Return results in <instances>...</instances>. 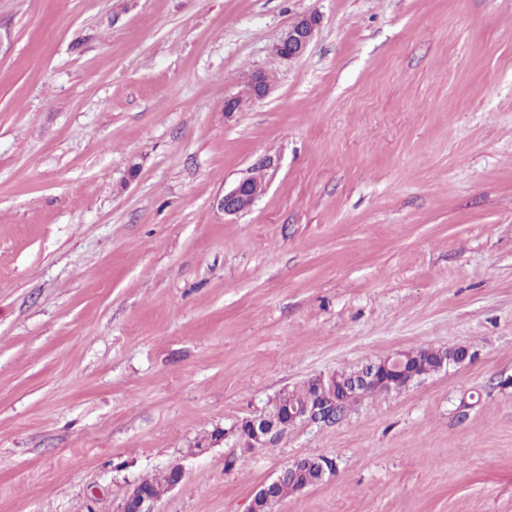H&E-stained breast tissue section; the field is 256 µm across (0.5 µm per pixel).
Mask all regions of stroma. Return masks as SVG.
<instances>
[{
    "instance_id": "stroma-1",
    "label": "stroma",
    "mask_w": 512,
    "mask_h": 512,
    "mask_svg": "<svg viewBox=\"0 0 512 512\" xmlns=\"http://www.w3.org/2000/svg\"><path fill=\"white\" fill-rule=\"evenodd\" d=\"M460 345L336 422L236 431ZM308 456L334 472L274 512H512V0H0V512H118L175 468L156 512H247ZM321 24L317 13L298 17L274 42V52L285 60L301 57L315 37ZM264 191L265 183L262 174L247 176L224 192V196L219 201V207L224 211L225 216L244 214L251 209ZM453 348L448 349H435L433 352H428L427 349H412L399 353L396 357L407 360H418L420 362V369L424 372V377L430 374L441 371V365L444 358H448ZM393 359L394 357L388 356L366 364L364 370L358 374L350 387L346 389V394L349 395L354 392L355 395L361 396L370 389L380 385L386 374H393L398 371L396 368L397 362Z\"/></svg>"
}]
</instances>
